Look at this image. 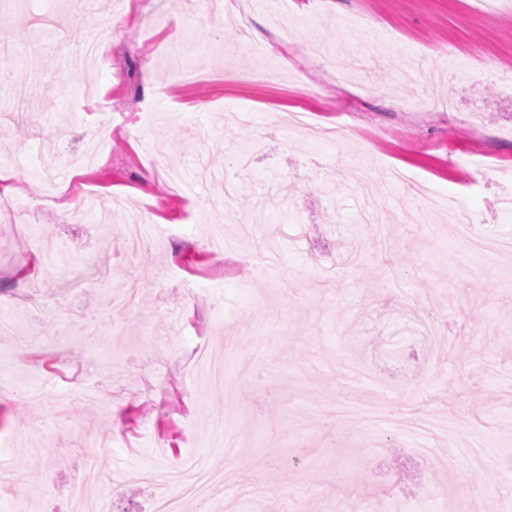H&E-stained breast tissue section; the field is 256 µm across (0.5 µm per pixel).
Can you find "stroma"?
Returning a JSON list of instances; mask_svg holds the SVG:
<instances>
[{"label": "stroma", "instance_id": "obj_1", "mask_svg": "<svg viewBox=\"0 0 512 512\" xmlns=\"http://www.w3.org/2000/svg\"><path fill=\"white\" fill-rule=\"evenodd\" d=\"M472 2L157 0L143 19L95 0L60 29L42 0L0 11V44L42 72L26 104L0 88V164L26 174L0 219V353L30 393L0 396V512L23 483L27 512H70L88 464L84 512H148L186 448L232 474L211 512H442L452 477L412 454L420 424L458 455H512V182L469 164L512 168V0ZM303 107L345 138L270 122ZM147 203L140 251L125 224ZM402 326L399 366L377 339ZM199 346L231 382L228 459L204 394H183ZM72 383L112 398L56 405Z\"/></svg>", "mask_w": 512, "mask_h": 512}]
</instances>
